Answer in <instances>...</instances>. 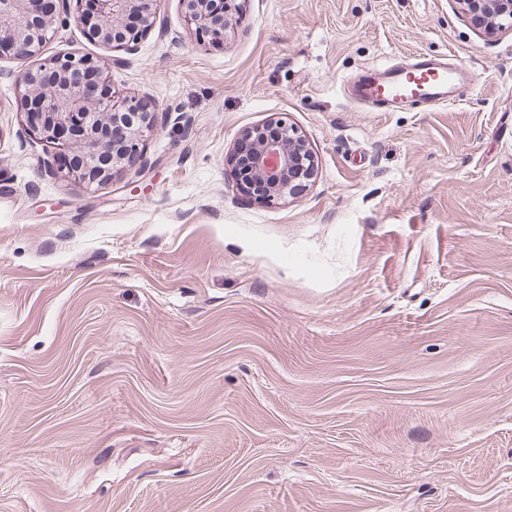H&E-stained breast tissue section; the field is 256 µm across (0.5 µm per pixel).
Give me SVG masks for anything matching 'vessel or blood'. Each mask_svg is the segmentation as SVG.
<instances>
[{
	"label": "vessel or blood",
	"instance_id": "obj_1",
	"mask_svg": "<svg viewBox=\"0 0 512 512\" xmlns=\"http://www.w3.org/2000/svg\"><path fill=\"white\" fill-rule=\"evenodd\" d=\"M468 81L463 67L451 66L447 58L416 56L402 67L372 65L352 86V99L384 111L419 101L450 105Z\"/></svg>",
	"mask_w": 512,
	"mask_h": 512
}]
</instances>
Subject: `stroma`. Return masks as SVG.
Segmentation results:
<instances>
[{
    "label": "stroma",
    "instance_id": "obj_1",
    "mask_svg": "<svg viewBox=\"0 0 512 512\" xmlns=\"http://www.w3.org/2000/svg\"><path fill=\"white\" fill-rule=\"evenodd\" d=\"M162 0L135 51L77 25L156 126L86 190L0 57V512H512V33L455 0ZM451 54L456 106L379 112L365 68ZM282 116L315 175L226 156ZM236 0H181L186 23L202 37L224 39L228 16Z\"/></svg>",
    "mask_w": 512,
    "mask_h": 512
}]
</instances>
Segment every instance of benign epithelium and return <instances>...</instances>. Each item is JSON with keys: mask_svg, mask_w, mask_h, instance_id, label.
Listing matches in <instances>:
<instances>
[{"mask_svg": "<svg viewBox=\"0 0 512 512\" xmlns=\"http://www.w3.org/2000/svg\"><path fill=\"white\" fill-rule=\"evenodd\" d=\"M75 0V15H60L54 0H0V56H39L58 25L81 27L105 48L134 50L152 27L160 0ZM236 0H181L186 23L201 36L224 38ZM471 21L493 34L512 31V0H458ZM138 14L141 23L130 24ZM31 131L75 157L65 176L87 188L112 181L115 171L147 167L143 138L155 125V110L135 97L117 99L105 74V61L92 55L53 56L22 73L18 80ZM253 143L250 166L268 201L297 192L296 183L312 178L314 160L299 132L279 118L244 131Z\"/></svg>", "mask_w": 512, "mask_h": 512, "instance_id": "1", "label": "benign epithelium"}]
</instances>
